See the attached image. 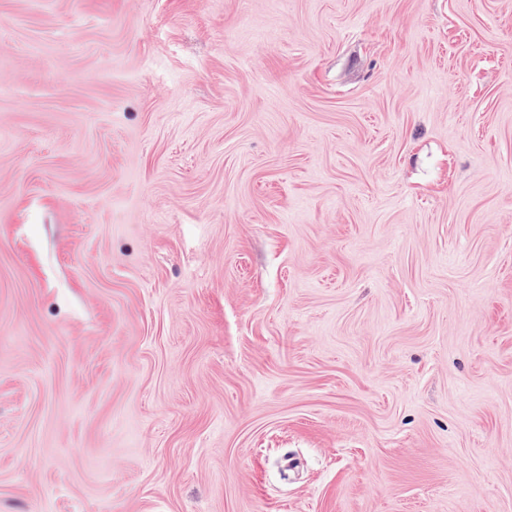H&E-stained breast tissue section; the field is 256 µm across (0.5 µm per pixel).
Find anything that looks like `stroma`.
Listing matches in <instances>:
<instances>
[{
  "label": "stroma",
  "instance_id": "1",
  "mask_svg": "<svg viewBox=\"0 0 512 512\" xmlns=\"http://www.w3.org/2000/svg\"><path fill=\"white\" fill-rule=\"evenodd\" d=\"M0 512H512V0H0Z\"/></svg>",
  "mask_w": 512,
  "mask_h": 512
}]
</instances>
